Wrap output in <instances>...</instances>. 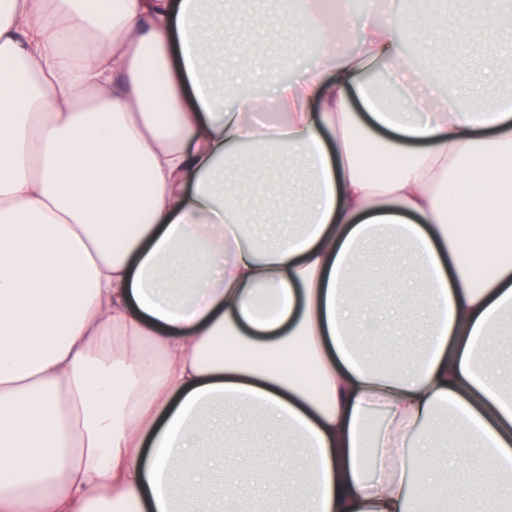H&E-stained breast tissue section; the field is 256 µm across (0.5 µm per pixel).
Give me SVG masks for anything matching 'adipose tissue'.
<instances>
[{"mask_svg":"<svg viewBox=\"0 0 512 512\" xmlns=\"http://www.w3.org/2000/svg\"><path fill=\"white\" fill-rule=\"evenodd\" d=\"M315 2L276 5L313 66L269 59L272 99L229 104L205 73L224 0H0V512H189L202 488L204 512H434L444 429L468 499L502 512L512 94L441 98L407 51L432 28L417 0L410 27L386 0L357 28ZM246 182L288 208L252 224ZM379 246L411 250L401 284L425 273L383 328L423 338L393 371L351 293ZM231 409L268 434L244 451L264 489L224 446Z\"/></svg>","mask_w":512,"mask_h":512,"instance_id":"ef3b65f1","label":"adipose tissue"}]
</instances>
